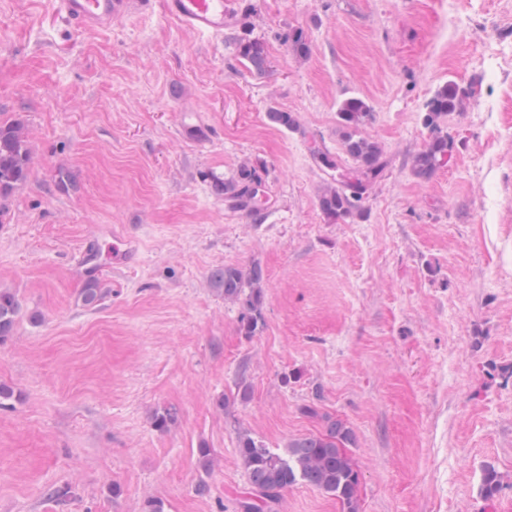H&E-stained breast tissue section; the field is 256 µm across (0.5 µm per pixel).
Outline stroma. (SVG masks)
Wrapping results in <instances>:
<instances>
[{
  "label": "stroma",
  "instance_id": "obj_1",
  "mask_svg": "<svg viewBox=\"0 0 512 512\" xmlns=\"http://www.w3.org/2000/svg\"><path fill=\"white\" fill-rule=\"evenodd\" d=\"M247 2L262 75L160 0L82 31L52 0H0V120L30 153L0 218V289L21 302L0 343V512H238V431L282 452L320 430L307 405L353 431L359 512H512V0ZM449 81L474 93L424 178L425 105ZM352 96L387 166L362 217L333 222L320 194L360 177L337 123ZM255 160L266 197L232 208L212 180ZM227 264L263 271L257 336L208 284ZM90 272L107 290L94 309ZM272 512L343 507L301 483Z\"/></svg>",
  "mask_w": 512,
  "mask_h": 512
}]
</instances>
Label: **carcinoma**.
<instances>
[{
    "instance_id": "obj_1",
    "label": "carcinoma",
    "mask_w": 512,
    "mask_h": 512,
    "mask_svg": "<svg viewBox=\"0 0 512 512\" xmlns=\"http://www.w3.org/2000/svg\"><path fill=\"white\" fill-rule=\"evenodd\" d=\"M232 40L238 58L247 62L249 70L257 74L266 72L268 56L265 44L252 36L248 20H243L235 27ZM288 43L298 55L308 56L309 47L303 31L295 30L288 34ZM473 93L471 86L462 87L455 82H448L440 86L428 100L423 122L430 132V140L426 148L415 157L414 170L417 175L428 177L448 162L454 141L443 130V120L449 114L459 111ZM338 117L345 153L366 176L382 171L380 147L359 135V127L372 117L370 105L361 98H347L338 108ZM268 118L272 123L289 130L298 126L291 112L275 109L268 112ZM29 164L22 125L16 121H1L0 216L5 214L6 202L13 192L27 179ZM263 171V166L257 162L243 163L232 177L214 181L213 188L232 207H249L254 203L250 189L262 179ZM358 202L359 197L336 186L328 187L319 196L321 210L335 222L361 215L362 209ZM209 282L224 295V299L240 306L238 330L242 335L251 337L261 332L264 326V278L260 268L253 267L245 271L226 265L213 270ZM104 296L99 279L94 275L87 276L81 288L82 304L95 307ZM20 310L17 296L10 291L0 290L1 341L12 335ZM303 412L321 419L323 428L313 434L289 439L282 454L267 448L246 430L238 433V456L251 489L255 492V497L240 501V512H261L260 503H274L284 491L300 483L314 486L336 497L346 512H358L359 473L347 450L355 442L352 430L345 421L322 414L314 406H306ZM499 486L498 473L492 468L485 469L480 488L484 498H493Z\"/></svg>"
}]
</instances>
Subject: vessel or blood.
<instances>
[{
  "instance_id": "1",
  "label": "vessel or blood",
  "mask_w": 512,
  "mask_h": 512,
  "mask_svg": "<svg viewBox=\"0 0 512 512\" xmlns=\"http://www.w3.org/2000/svg\"><path fill=\"white\" fill-rule=\"evenodd\" d=\"M59 19L78 30L108 29L120 16L127 0H53ZM165 12L189 30L223 37L239 21L242 0H163Z\"/></svg>"
}]
</instances>
